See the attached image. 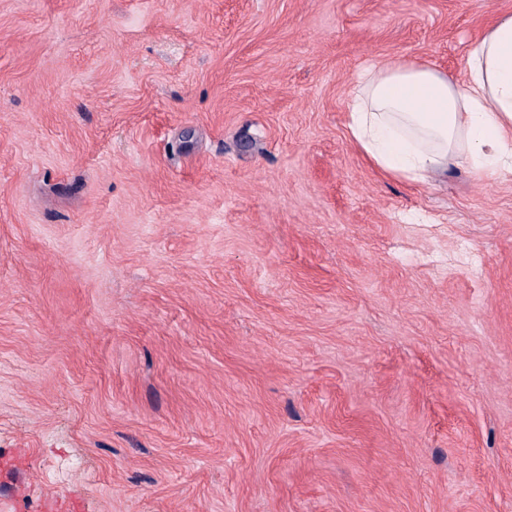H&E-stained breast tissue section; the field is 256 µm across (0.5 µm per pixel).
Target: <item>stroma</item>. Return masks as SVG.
<instances>
[{
	"instance_id": "obj_1",
	"label": "stroma",
	"mask_w": 512,
	"mask_h": 512,
	"mask_svg": "<svg viewBox=\"0 0 512 512\" xmlns=\"http://www.w3.org/2000/svg\"><path fill=\"white\" fill-rule=\"evenodd\" d=\"M503 14L0 0V512H512V177L346 129Z\"/></svg>"
}]
</instances>
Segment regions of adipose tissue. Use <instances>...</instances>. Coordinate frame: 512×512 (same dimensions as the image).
<instances>
[{"instance_id":"1","label":"adipose tissue","mask_w":512,"mask_h":512,"mask_svg":"<svg viewBox=\"0 0 512 512\" xmlns=\"http://www.w3.org/2000/svg\"><path fill=\"white\" fill-rule=\"evenodd\" d=\"M346 128L368 163L392 179L424 184L463 158L478 177H511L512 15L470 43L462 82L430 62L371 61Z\"/></svg>"}]
</instances>
